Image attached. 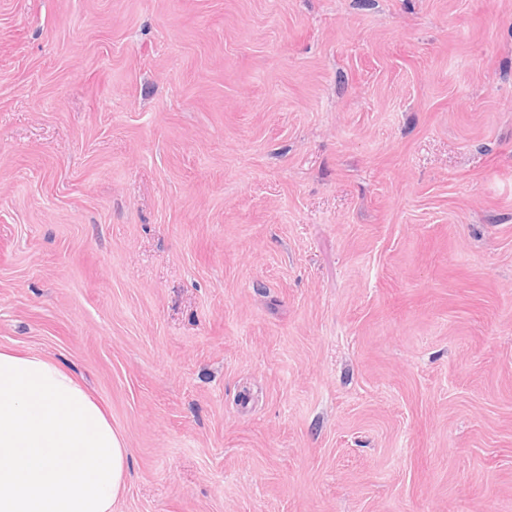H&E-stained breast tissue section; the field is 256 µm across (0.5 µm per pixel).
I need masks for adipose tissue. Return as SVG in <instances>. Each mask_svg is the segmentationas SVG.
<instances>
[{
    "label": "adipose tissue",
    "instance_id": "ef3b65f1",
    "mask_svg": "<svg viewBox=\"0 0 512 512\" xmlns=\"http://www.w3.org/2000/svg\"><path fill=\"white\" fill-rule=\"evenodd\" d=\"M127 466L122 436L71 375L0 351V512H112Z\"/></svg>",
    "mask_w": 512,
    "mask_h": 512
}]
</instances>
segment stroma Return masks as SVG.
<instances>
[{"label":"stroma","instance_id":"obj_1","mask_svg":"<svg viewBox=\"0 0 512 512\" xmlns=\"http://www.w3.org/2000/svg\"><path fill=\"white\" fill-rule=\"evenodd\" d=\"M0 349L116 512H512V0H0Z\"/></svg>","mask_w":512,"mask_h":512}]
</instances>
